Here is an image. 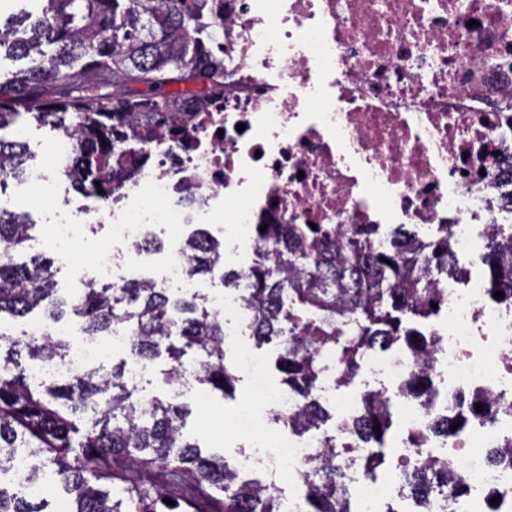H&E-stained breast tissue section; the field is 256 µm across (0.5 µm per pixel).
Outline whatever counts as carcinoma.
Listing matches in <instances>:
<instances>
[{"instance_id":"1","label":"carcinoma","mask_w":512,"mask_h":512,"mask_svg":"<svg viewBox=\"0 0 512 512\" xmlns=\"http://www.w3.org/2000/svg\"><path fill=\"white\" fill-rule=\"evenodd\" d=\"M217 25L212 0H41L40 14L0 24V53L29 64L0 79V180L31 172L26 143L3 132L35 123L49 126L67 146L63 174L70 186L98 201L132 184L137 161L163 142L186 146L194 113L224 102V56L204 43ZM103 193H98V190ZM25 213L0 210V318H24L45 307V323L68 319L85 336L122 326L128 351L153 362L166 352L171 383L195 363V381L208 393L234 399L240 381L224 351V319L202 297H172L149 281L86 288L57 296L54 263L40 254L18 262L33 239ZM256 257L242 275L224 269V242L199 227L187 239L189 272L219 277L247 303L256 345L274 344L280 385L294 399L274 421L298 436L315 435L333 418L321 388L331 373L350 384L371 354L401 349L413 356L399 396L428 409L439 394L432 368L434 341L414 326L445 308L438 284L466 271L448 253V239L419 237L406 224L254 225ZM479 262L488 295L512 303V227L493 233ZM436 307H431V304ZM65 336L45 340L0 333V465L19 448L29 455L28 483L41 486L45 465L71 496L70 512H281L274 484L245 481L224 458L203 455L183 434L186 405L170 397L135 396L127 363L86 369L69 381L34 385L22 354L47 362L69 349ZM482 411H477V405ZM493 401L461 394L456 417L437 425L456 436L475 420L493 417ZM87 430L77 440L75 421ZM395 422L392 399L366 392L357 413L340 421L365 449L358 467L376 476L386 463ZM456 430H451L452 425ZM336 441L323 437L308 469L300 512H354L348 467ZM159 463L180 499L169 505L130 479L126 465ZM410 493L424 499H464L467 478L450 464L411 461L403 469ZM119 481L109 492L92 481ZM0 512H41L0 487Z\"/></svg>"}]
</instances>
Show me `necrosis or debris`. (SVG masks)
I'll list each match as a JSON object with an SVG mask.
<instances>
[{"label": "necrosis or debris", "instance_id": "4bbe7bcc", "mask_svg": "<svg viewBox=\"0 0 512 512\" xmlns=\"http://www.w3.org/2000/svg\"><path fill=\"white\" fill-rule=\"evenodd\" d=\"M224 55V106L203 113L191 148L165 143L143 165L129 194L113 201L108 235L93 265L73 264L86 285L124 281L140 264V243L167 224H207L216 216L253 242L257 224H446L454 252L479 257L496 198L512 180V0H216ZM199 204L181 205L185 189ZM156 284L205 295L190 276L180 239ZM448 329L439 340L443 405L473 389L499 402L493 424L433 438L422 409L404 405V427L422 455L450 458L470 482L461 502L431 500L428 512H512V461L489 463L486 451L512 441V307L487 301L481 279L448 284ZM125 332L72 343L61 359L40 364L36 378L66 379L125 347ZM313 439H283L277 452L257 442L244 453L252 471L288 469L302 484ZM351 481L360 512L396 500L419 502L399 485L379 484L359 468Z\"/></svg>", "mask_w": 512, "mask_h": 512}]
</instances>
